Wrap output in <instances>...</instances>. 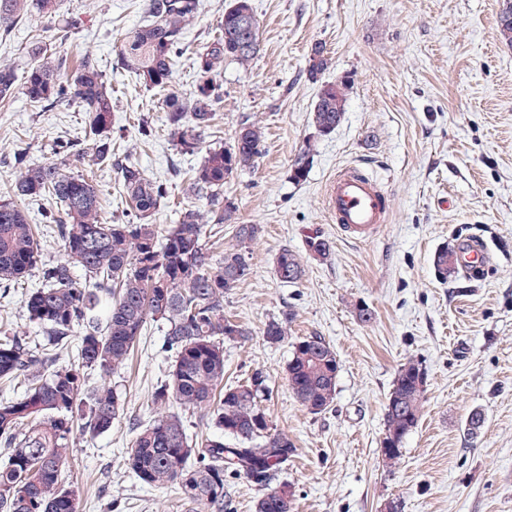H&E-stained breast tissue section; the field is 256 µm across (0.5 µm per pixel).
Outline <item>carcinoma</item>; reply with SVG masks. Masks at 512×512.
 Instances as JSON below:
<instances>
[{"instance_id":"obj_1","label":"carcinoma","mask_w":512,"mask_h":512,"mask_svg":"<svg viewBox=\"0 0 512 512\" xmlns=\"http://www.w3.org/2000/svg\"><path fill=\"white\" fill-rule=\"evenodd\" d=\"M57 0H0V32L12 28L25 13L50 17ZM200 0H145L147 22L118 35V63L150 90H165L172 82V56L183 30L198 15ZM259 51V23L252 0H229L219 21V34L197 54L194 91L188 97L171 92L163 109L177 146L195 154L211 128L220 100L224 61L247 66ZM30 64L23 78L14 67L0 64V101L17 86L33 103L52 110L71 104L88 113L92 138L85 147L64 142L59 159L43 165L28 163L27 153H13L19 174L7 199H0V286L8 288L33 270L41 269L44 286L24 300L29 321L46 335L33 347L20 336L0 338V378L23 379L22 396L0 400V512H79L77 492L61 481L69 458L75 424L92 434L112 428L122 410L110 383L86 397V371L104 377L120 369L139 343L147 321L162 325L161 350L167 354V378L152 395L160 410L134 436L125 457L128 472L149 487L181 489L189 512H231L224 495V478L258 472L270 481L288 463L292 443L274 430L262 408L269 393L268 376L257 369L244 382L224 384V342L243 340L248 328L224 316V297L252 274L246 243L261 232L258 224L238 223L235 203L224 196V184L234 174L254 167L263 151L264 133L244 122L230 144L213 149L194 172L187 191L209 196L210 209L182 211L179 224L163 233L153 223L167 196L164 184L148 177L137 161L112 160V84L90 55L67 71L66 57L36 44L28 51ZM328 68L324 47L312 49L308 73L318 78ZM345 82L325 84L312 110L315 134L326 136L341 122L347 101ZM89 158L94 165H113L119 174L125 203L137 222L105 224L97 185L89 176L70 170V160ZM311 148L291 165L290 178L306 180ZM46 197L60 203L64 221L58 225L64 258L41 263L36 225L17 200ZM206 224H230L237 247L224 250L219 267L203 244ZM438 274L448 277L454 257L443 249L435 256ZM275 273L284 283L298 282L304 273L300 258L284 248L276 256ZM111 301L105 326L99 310ZM293 318L267 322L263 336L279 344ZM82 329L72 360L60 363L51 350L68 343ZM337 353L320 336L292 344L288 384L312 414L328 410L336 396ZM428 373L413 358L401 364L385 405V435L399 459L406 436L422 416ZM196 410L213 421L218 433L189 441L182 415L171 406ZM262 495L257 512H291L293 496L285 487L277 497L266 485L254 483Z\"/></svg>"}]
</instances>
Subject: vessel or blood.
Returning a JSON list of instances; mask_svg holds the SVG:
<instances>
[{
  "instance_id": "1",
  "label": "vessel or blood",
  "mask_w": 512,
  "mask_h": 512,
  "mask_svg": "<svg viewBox=\"0 0 512 512\" xmlns=\"http://www.w3.org/2000/svg\"><path fill=\"white\" fill-rule=\"evenodd\" d=\"M325 205L338 229L348 238L367 240L376 236L389 216L386 192L359 168L337 171L326 185ZM488 252L485 246L471 241L457 255V265L475 273L485 268Z\"/></svg>"
}]
</instances>
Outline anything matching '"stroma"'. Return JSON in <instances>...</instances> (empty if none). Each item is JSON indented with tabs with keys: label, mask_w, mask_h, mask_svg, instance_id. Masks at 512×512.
I'll use <instances>...</instances> for the list:
<instances>
[{
	"label": "stroma",
	"mask_w": 512,
	"mask_h": 512,
	"mask_svg": "<svg viewBox=\"0 0 512 512\" xmlns=\"http://www.w3.org/2000/svg\"><path fill=\"white\" fill-rule=\"evenodd\" d=\"M229 0H201L174 55L171 91L194 89L197 53L218 34ZM260 51L248 67L224 64L222 102L201 151L183 157L161 108L164 94L146 90L117 66L113 38L144 19L143 0H58L56 17L29 14L0 36V63L24 73L37 42L72 56L90 52L112 81V155L132 153L146 174L166 184L156 222L167 229L186 208L204 211L206 197L186 193L188 179L210 149L230 143L239 125L265 132L253 169L234 175L224 194L240 223L262 228L246 251L251 277L224 299V313L250 336L224 344V382L237 384L255 369L268 376L264 408L271 426L288 435L294 452L275 484L290 485L292 512H380L398 500L403 512H512V46L499 34L501 0H252ZM76 27H69V20ZM330 60L318 78L308 74L311 49ZM348 83L346 112L336 130L318 137L312 109L322 85ZM151 134L140 138V123ZM88 117L77 106L52 111L15 93L0 103V198L17 171L11 157L29 147L37 165L55 160L58 142H83ZM314 149L306 180L290 167L305 146ZM365 168L386 191L389 219L377 236H343L324 203L336 171ZM93 172L108 223L129 213L114 168L73 163ZM20 207L42 225L41 259L63 254L46 215L50 200ZM331 244L327 258L308 241ZM470 239L483 241L492 262L478 277L440 280L434 257ZM300 256L305 273L280 282V249ZM31 274L0 288V321L34 336L23 299L39 288ZM371 322H362L360 308ZM294 318L287 341L267 343L271 319ZM158 323L148 322L127 365L110 382L123 409L111 429L76 434L62 474L79 493L81 512H186L177 488H150L128 473L124 458L138 428L155 409L151 395L168 360L159 350ZM319 336L339 359L336 398L309 413L287 380L292 344ZM423 362L429 379L423 415L393 464L380 456L384 412L402 363ZM485 414L470 435L472 410Z\"/></svg>",
	"instance_id": "obj_1"
}]
</instances>
